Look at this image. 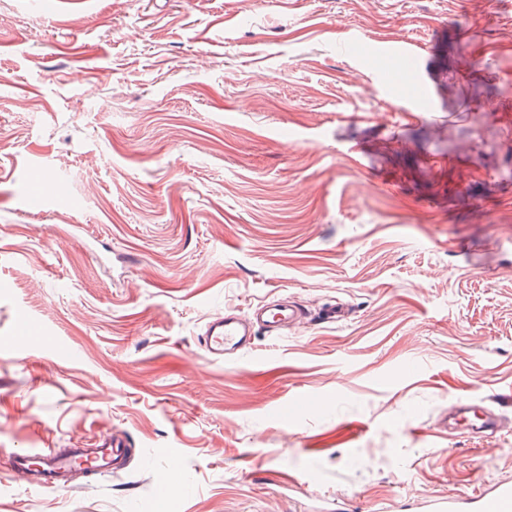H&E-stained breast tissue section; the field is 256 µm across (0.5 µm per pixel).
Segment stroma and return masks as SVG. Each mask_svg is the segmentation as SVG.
<instances>
[{"label":"stroma","instance_id":"obj_1","mask_svg":"<svg viewBox=\"0 0 512 512\" xmlns=\"http://www.w3.org/2000/svg\"><path fill=\"white\" fill-rule=\"evenodd\" d=\"M280 299L311 320L211 360L215 314ZM472 396L497 436L439 433ZM116 431L126 468L71 492L8 464ZM503 478L512 0H0V512H401Z\"/></svg>","mask_w":512,"mask_h":512}]
</instances>
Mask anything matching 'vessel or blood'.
Here are the masks:
<instances>
[{
    "label": "vessel or blood",
    "mask_w": 512,
    "mask_h": 512,
    "mask_svg": "<svg viewBox=\"0 0 512 512\" xmlns=\"http://www.w3.org/2000/svg\"><path fill=\"white\" fill-rule=\"evenodd\" d=\"M300 309L292 304L261 306L247 315L216 316L207 325L203 346L214 359L251 347L257 333L277 335L279 329L296 323ZM451 424L473 436L498 433L500 416L481 402L460 400L451 411ZM129 445L125 437L101 438L92 448H70L59 452L51 448L23 450L10 457L12 471L31 487L55 492L72 488L70 475L77 468L89 473L121 470L127 463ZM422 512H512V482L480 486L470 493L454 496L431 495L422 503Z\"/></svg>",
    "instance_id": "b4317fda"
}]
</instances>
